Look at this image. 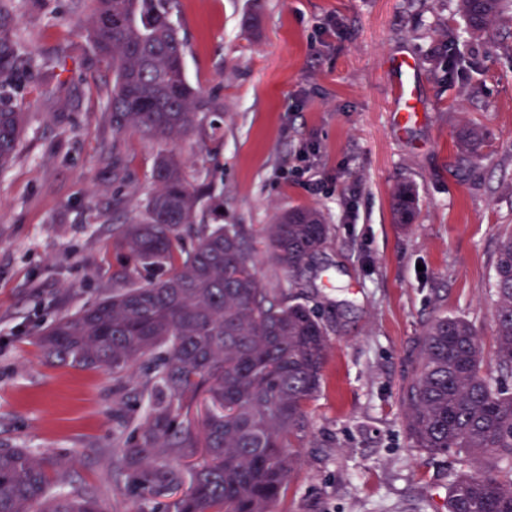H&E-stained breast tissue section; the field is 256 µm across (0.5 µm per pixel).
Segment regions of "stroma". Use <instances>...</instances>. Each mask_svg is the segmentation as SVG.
I'll use <instances>...</instances> for the list:
<instances>
[{"label": "stroma", "instance_id": "obj_1", "mask_svg": "<svg viewBox=\"0 0 512 512\" xmlns=\"http://www.w3.org/2000/svg\"><path fill=\"white\" fill-rule=\"evenodd\" d=\"M14 5L18 38L51 69L30 83L19 151L0 170V448L59 464L58 491L137 512L114 468L127 419L144 414L137 384L50 364L38 338L111 296L118 274L151 278L117 245L112 209L143 201L163 152L208 174L224 223L257 230L313 207L329 226L300 285L258 255L262 286L315 309L332 343L278 512H448L453 459L411 447L400 399L432 318H465L494 346V265L512 231V20L475 35L455 0H172L187 80L211 109L196 136L165 144L109 126L112 70L83 0ZM401 82L421 112L407 126ZM466 127L484 135L472 164L455 147ZM401 182L419 195L409 226L391 214Z\"/></svg>", "mask_w": 512, "mask_h": 512}]
</instances>
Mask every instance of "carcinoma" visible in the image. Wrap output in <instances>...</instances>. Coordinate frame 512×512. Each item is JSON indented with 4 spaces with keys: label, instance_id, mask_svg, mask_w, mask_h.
<instances>
[{
    "label": "carcinoma",
    "instance_id": "carcinoma-1",
    "mask_svg": "<svg viewBox=\"0 0 512 512\" xmlns=\"http://www.w3.org/2000/svg\"><path fill=\"white\" fill-rule=\"evenodd\" d=\"M12 0H0V170L19 145L25 84L48 63L15 37ZM87 33L96 57L112 66L108 119L115 134L136 132L178 142L198 130L210 101L185 75V43L168 0H87ZM474 32L493 25L512 0H456ZM465 162L483 158L473 129L460 133ZM209 189L167 154L138 213L118 243L158 275L135 273L90 307L55 320L39 338L51 362L133 377L165 350L140 383L144 417L119 449L117 470L136 493L139 512L165 499L162 512H274L288 490L307 407L321 390L330 349L327 327L306 304L262 288L257 245L297 274L323 247L321 212L298 207L257 233L209 224ZM413 185L400 184L391 209L410 225ZM191 238L187 248L183 241ZM494 359L462 317L438 316L419 337L403 403L414 448L456 452L475 465L455 476L448 512H512V232L500 236L494 265ZM48 462L28 448L0 449V512H102L85 490L61 493Z\"/></svg>",
    "mask_w": 512,
    "mask_h": 512
}]
</instances>
